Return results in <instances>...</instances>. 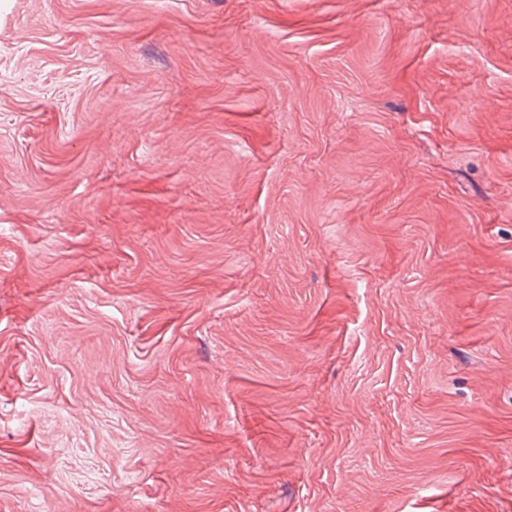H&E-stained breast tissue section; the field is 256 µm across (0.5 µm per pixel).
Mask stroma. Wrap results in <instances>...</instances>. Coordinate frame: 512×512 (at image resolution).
<instances>
[{
	"instance_id": "35a3bbf8",
	"label": "stroma",
	"mask_w": 512,
	"mask_h": 512,
	"mask_svg": "<svg viewBox=\"0 0 512 512\" xmlns=\"http://www.w3.org/2000/svg\"><path fill=\"white\" fill-rule=\"evenodd\" d=\"M0 512H512V0H0Z\"/></svg>"
}]
</instances>
